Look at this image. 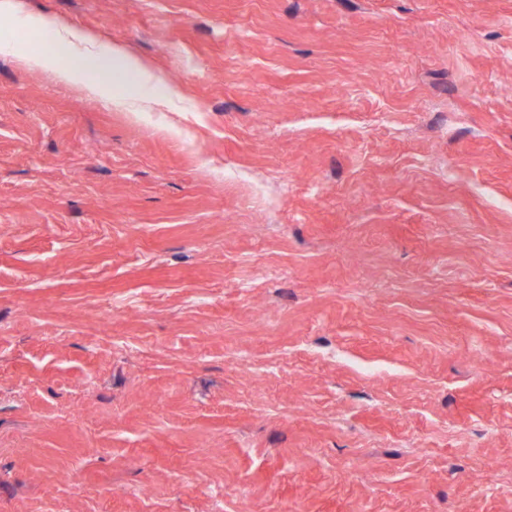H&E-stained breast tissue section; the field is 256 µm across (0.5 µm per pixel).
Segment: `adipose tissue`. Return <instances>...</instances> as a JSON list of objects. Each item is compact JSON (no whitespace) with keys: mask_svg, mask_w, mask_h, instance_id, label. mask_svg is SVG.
<instances>
[{"mask_svg":"<svg viewBox=\"0 0 512 512\" xmlns=\"http://www.w3.org/2000/svg\"><path fill=\"white\" fill-rule=\"evenodd\" d=\"M94 43L88 33L60 26L55 30L53 53L42 59H31L30 64L55 67L61 81L82 85L107 101L130 98L144 109L172 103L171 95L152 96V89L164 87L165 79L150 64L129 57L117 45L98 54H85V47Z\"/></svg>","mask_w":512,"mask_h":512,"instance_id":"ef3b65f1","label":"adipose tissue"}]
</instances>
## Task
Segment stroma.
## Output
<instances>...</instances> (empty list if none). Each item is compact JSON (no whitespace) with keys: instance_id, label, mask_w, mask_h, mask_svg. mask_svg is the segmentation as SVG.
<instances>
[{"instance_id":"1","label":"stroma","mask_w":512,"mask_h":512,"mask_svg":"<svg viewBox=\"0 0 512 512\" xmlns=\"http://www.w3.org/2000/svg\"><path fill=\"white\" fill-rule=\"evenodd\" d=\"M14 4L0 512H512V0ZM94 43L95 39L88 33L58 26L55 29L53 53L42 59L28 58L26 62L34 67L54 66L61 81L81 84L88 92L106 101L129 97L138 102L141 109L164 107L172 103V92L162 97L149 94L154 88H164V77L150 64L129 57L122 47L115 45L100 54L90 55L78 51L79 47L93 46ZM117 71L132 78L134 93L125 84L115 83L114 76Z\"/></svg>"}]
</instances>
